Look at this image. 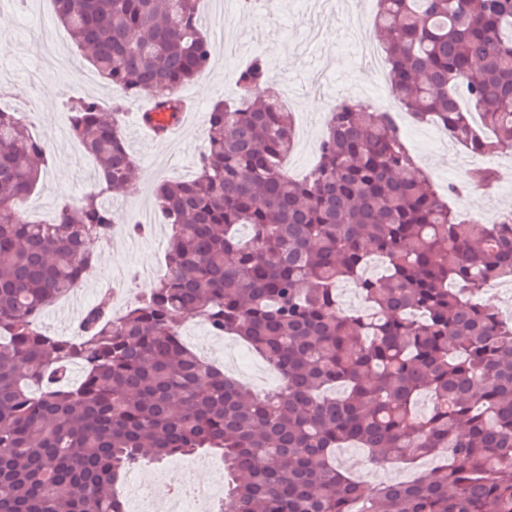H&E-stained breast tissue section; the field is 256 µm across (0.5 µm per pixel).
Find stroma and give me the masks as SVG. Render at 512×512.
I'll use <instances>...</instances> for the list:
<instances>
[{
    "mask_svg": "<svg viewBox=\"0 0 512 512\" xmlns=\"http://www.w3.org/2000/svg\"><path fill=\"white\" fill-rule=\"evenodd\" d=\"M376 0H323L311 7L308 0H278L265 13L236 9L224 21V40L215 44L208 72L184 86L180 96L196 118L188 123L182 138L172 143L152 142L137 131L138 109L150 100L142 97L128 102L124 131L138 160L135 171L137 191L119 196L112 206L115 224L111 240L98 250V261L78 291L77 298H65L46 310L43 328L56 336L76 335L79 317L70 316L74 303L90 307L98 299L103 283L113 276L125 277L114 309L124 311L136 303L165 272L169 229L148 225L134 235L130 228L142 210L152 207V190L163 179L192 178L202 148L201 131L211 103L233 97L235 75L254 54H264L272 66L278 87L294 115L295 145L287 167L293 177H303L314 165L316 147L328 116L327 106L355 91L375 99H387L403 130L409 150L416 156L440 191L446 192L450 208L465 218L486 220L512 207V148L479 157L460 145L449 144V135L432 123H420L400 111L391 98L387 72L364 65L366 45L377 42L374 18ZM74 58L78 50L55 16L52 0H0V105L26 110L34 134L52 128V142L46 149L45 167L33 195L26 203L37 220L50 219L62 200H80L97 177L95 162L82 153L69 132L63 105L76 98L92 97L101 103L119 98V90L100 83L70 88L63 70L43 64L47 49ZM39 73L45 92L35 104H28L32 92L29 78ZM476 167L492 168L496 181L491 188H467V177ZM183 328L197 338L193 350H206L212 363H220L229 337L211 335L204 322L186 320ZM234 344V343H231ZM238 369L253 372L261 358L244 343L234 344Z\"/></svg>",
    "mask_w": 512,
    "mask_h": 512,
    "instance_id": "stroma-1",
    "label": "stroma"
}]
</instances>
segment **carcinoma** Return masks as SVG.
Returning a JSON list of instances; mask_svg holds the SVG:
<instances>
[{"instance_id":"cac0c4a2","label":"carcinoma","mask_w":512,"mask_h":512,"mask_svg":"<svg viewBox=\"0 0 512 512\" xmlns=\"http://www.w3.org/2000/svg\"><path fill=\"white\" fill-rule=\"evenodd\" d=\"M53 2L123 97L66 105L100 177L49 223L21 208L44 145L0 108V512H122L131 468L197 452L224 459L216 512H512V321L474 299L512 281V209L492 223L448 209L391 113L356 99L291 178L293 113L263 54L209 107L194 178L154 188L170 230L155 288L118 317L100 296L74 337L43 330L112 237L109 197L136 191L125 103L164 89L141 122L179 121V90L214 52L200 0ZM375 28L404 111L474 155L512 144V0H378ZM345 281L361 308L340 307ZM196 318L251 345L280 387L205 361L182 338ZM348 446L371 467L439 462L372 485L336 467Z\"/></svg>"}]
</instances>
